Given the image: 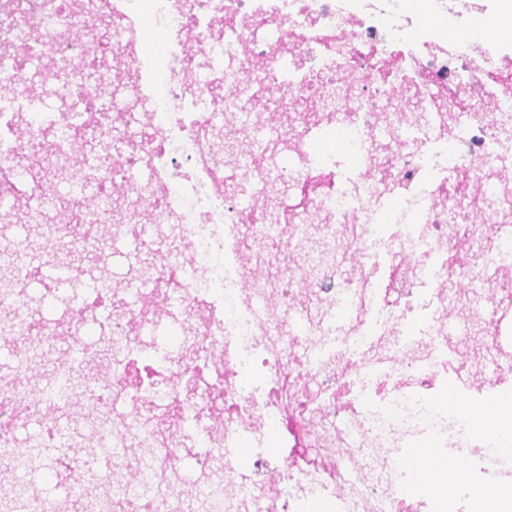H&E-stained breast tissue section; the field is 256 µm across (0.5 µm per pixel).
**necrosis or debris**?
I'll use <instances>...</instances> for the list:
<instances>
[{
	"instance_id": "obj_1",
	"label": "necrosis or debris",
	"mask_w": 512,
	"mask_h": 512,
	"mask_svg": "<svg viewBox=\"0 0 512 512\" xmlns=\"http://www.w3.org/2000/svg\"><path fill=\"white\" fill-rule=\"evenodd\" d=\"M0 81V199L44 246L106 226L156 254L147 280L61 287L0 238V512H512V0H0ZM101 131L113 163L77 167ZM117 187L155 222H112ZM308 226L331 258L300 253ZM37 282L112 317L82 340L68 317L5 327ZM60 342L111 356L32 379L29 351ZM452 388L506 430H469ZM80 403L94 448L57 451ZM412 448L439 460L431 496L408 491ZM45 472L112 487L91 508Z\"/></svg>"
}]
</instances>
